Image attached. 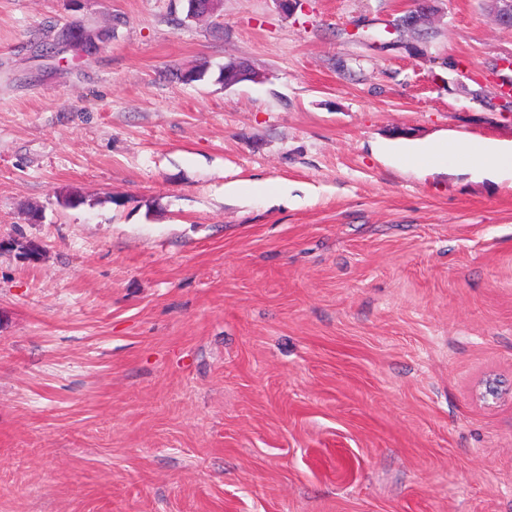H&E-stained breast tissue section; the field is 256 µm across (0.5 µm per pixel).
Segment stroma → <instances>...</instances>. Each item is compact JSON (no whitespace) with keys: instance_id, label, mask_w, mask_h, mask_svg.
Masks as SVG:
<instances>
[{"instance_id":"35a3bbf8","label":"stroma","mask_w":512,"mask_h":512,"mask_svg":"<svg viewBox=\"0 0 512 512\" xmlns=\"http://www.w3.org/2000/svg\"><path fill=\"white\" fill-rule=\"evenodd\" d=\"M409 6L0 0V512H512V169L408 162L512 31ZM434 0H414L409 10L398 19V28L407 32H415L427 23L434 13Z\"/></svg>"}]
</instances>
